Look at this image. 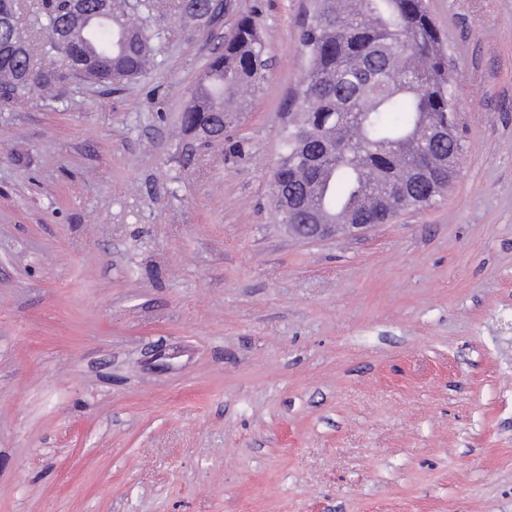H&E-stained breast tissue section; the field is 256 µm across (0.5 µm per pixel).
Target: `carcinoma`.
<instances>
[{"label":"carcinoma","instance_id":"1","mask_svg":"<svg viewBox=\"0 0 512 512\" xmlns=\"http://www.w3.org/2000/svg\"><path fill=\"white\" fill-rule=\"evenodd\" d=\"M63 9L61 0H41L33 17L46 34L41 53L61 57L59 67L18 50L15 22L0 23L1 101L86 73L103 83L141 77L154 62L156 21L169 15L204 26L216 5L170 3L154 23L128 30L107 21V0H84V34L68 46L53 37L66 23ZM298 40L306 68L291 96L295 119L284 127L271 191L278 223L385 224L400 209L433 204L456 176L461 144L452 78L426 0H309ZM267 61L261 31L242 14L192 89L182 129L201 141L221 137L260 91Z\"/></svg>","mask_w":512,"mask_h":512}]
</instances>
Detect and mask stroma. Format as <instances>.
<instances>
[{"mask_svg": "<svg viewBox=\"0 0 512 512\" xmlns=\"http://www.w3.org/2000/svg\"><path fill=\"white\" fill-rule=\"evenodd\" d=\"M270 67L180 115L223 28L0 104V512H512V0H428L463 144L431 207L303 241L271 184L306 0H234Z\"/></svg>", "mask_w": 512, "mask_h": 512, "instance_id": "obj_1", "label": "stroma"}]
</instances>
